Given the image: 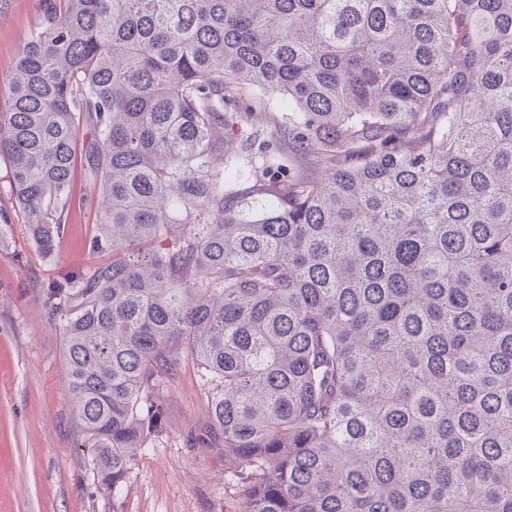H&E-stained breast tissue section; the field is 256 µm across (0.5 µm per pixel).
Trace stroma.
Instances as JSON below:
<instances>
[{
  "label": "stroma",
  "instance_id": "1",
  "mask_svg": "<svg viewBox=\"0 0 512 512\" xmlns=\"http://www.w3.org/2000/svg\"><path fill=\"white\" fill-rule=\"evenodd\" d=\"M46 0H0V102ZM97 186L76 171L66 231L53 256L32 244L0 159V512H244L247 483L223 449L196 444L208 420L199 370L182 358L164 388L166 424L137 452L116 492L99 487L79 419L65 393L61 336L45 312L46 288L86 272Z\"/></svg>",
  "mask_w": 512,
  "mask_h": 512
}]
</instances>
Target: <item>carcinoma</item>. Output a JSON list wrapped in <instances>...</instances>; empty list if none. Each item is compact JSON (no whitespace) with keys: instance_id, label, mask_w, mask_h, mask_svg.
Masks as SVG:
<instances>
[{"instance_id":"1","label":"carcinoma","mask_w":512,"mask_h":512,"mask_svg":"<svg viewBox=\"0 0 512 512\" xmlns=\"http://www.w3.org/2000/svg\"><path fill=\"white\" fill-rule=\"evenodd\" d=\"M8 81L43 255L101 191L43 305L102 488L190 355L245 512H512V0H60Z\"/></svg>"}]
</instances>
